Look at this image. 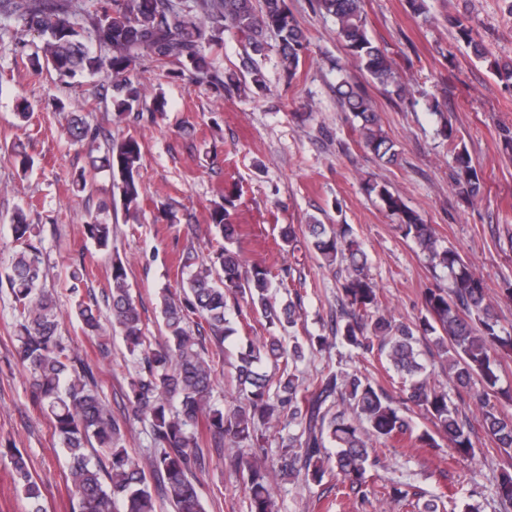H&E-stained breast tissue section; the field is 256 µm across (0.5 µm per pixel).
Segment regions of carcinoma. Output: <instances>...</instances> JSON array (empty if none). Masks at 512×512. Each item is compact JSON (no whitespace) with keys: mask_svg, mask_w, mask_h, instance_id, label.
Segmentation results:
<instances>
[{"mask_svg":"<svg viewBox=\"0 0 512 512\" xmlns=\"http://www.w3.org/2000/svg\"><path fill=\"white\" fill-rule=\"evenodd\" d=\"M79 3L0 0V20H14L45 37L40 51L28 58L36 70L50 66L63 80L102 71L117 77L112 107L119 121L140 106L141 90L131 72L145 60L187 63L215 90H231L232 77L210 62V56L222 50L228 30L244 42L241 64L258 88L265 86L257 58L268 51L267 37L277 38L280 64L290 80L308 56V37L286 0H195L193 6L184 0H112V9L101 10L90 32L77 21ZM317 4L335 20L337 38L358 67L404 97L407 88L392 60L369 36L362 0ZM450 23L457 39L504 88L512 89V61L488 51L464 18L456 16ZM96 45L107 54L94 52ZM337 93L341 111L357 122L365 147L378 160L397 163L395 144L368 93L345 77ZM65 131L72 142L91 152L99 140L105 141L98 168L111 175L125 211L138 212L140 142L133 136L114 140L79 116ZM440 133L455 162L457 193L472 202L482 194V178L448 122H441ZM366 191L397 218V230L414 242L431 269L448 277V287L425 289L420 315L407 323L380 313L379 293L353 228L326 226L314 217L305 225L307 245L323 265L338 268L342 315L330 338L297 336L302 295L295 289L279 298L267 268L244 264L235 203L227 194L210 214L220 241L203 260L188 248L180 259L178 289L159 293L164 344L151 347L148 326L128 288L126 267L120 259L112 260L103 296L112 332L121 336L127 354L140 365L130 382L128 402L134 416L150 428L152 447L143 460L124 447L123 426L105 409L99 379L60 335L56 300L43 288V252L32 241L34 225L23 208L15 210L11 231L22 248L4 276L18 310L16 355L28 373L32 399L48 416L53 437L66 453L73 512H157L156 491L167 498L172 512H206L200 494V476L207 470L205 449L226 443L234 449L229 466L248 493L250 512H274L270 473L258 464L265 454L264 432L258 425L272 418L296 429L281 442L279 474L290 479L301 475L308 485H320L328 476L339 491L363 497L378 492L393 502L409 503L416 512H446V495L419 491L409 483L377 484L370 474L377 462L375 444L396 439L437 448L442 439L458 455L469 457L476 431L460 410L468 404L477 408V425L497 450L512 453V390L500 385L498 374L500 359L512 355V329L501 324L483 279L458 251L441 245L433 225L386 186L368 182ZM83 229L99 250L112 249V225L105 219L92 215ZM244 307L264 320L270 334L263 340L248 338L239 347L232 364L239 399L221 409L211 405L221 355L209 353L204 342L209 337L221 344L233 336L230 314ZM74 316L83 335L96 339L99 351L107 353L98 302L77 301ZM424 340L448 363L455 395L430 383L418 349ZM336 343L357 357L373 352L386 356L400 378L398 395L372 376L340 365L323 368L307 382L300 379L298 366L307 355ZM269 366L274 373L267 371ZM408 405L429 419L433 429L420 428L408 415ZM329 446L336 449L335 455H329ZM0 456L10 463L25 512H46L42 485L25 456L16 448H0ZM495 493L502 503L512 505L511 472L501 474Z\"/></svg>","mask_w":512,"mask_h":512,"instance_id":"cac0c4a2","label":"carcinoma"}]
</instances>
